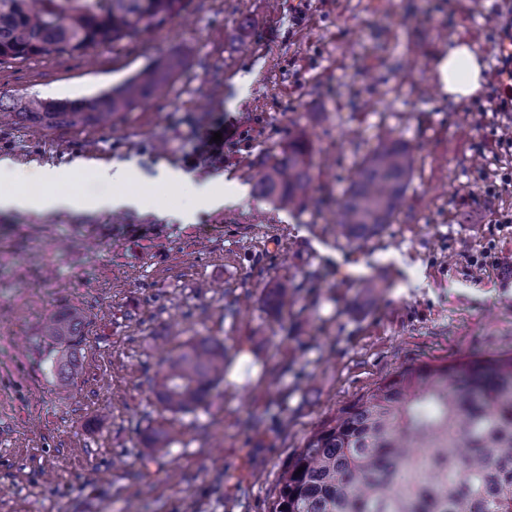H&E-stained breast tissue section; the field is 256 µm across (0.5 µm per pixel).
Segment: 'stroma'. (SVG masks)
Returning <instances> with one entry per match:
<instances>
[{
    "label": "stroma",
    "instance_id": "35a3bbf8",
    "mask_svg": "<svg viewBox=\"0 0 512 512\" xmlns=\"http://www.w3.org/2000/svg\"><path fill=\"white\" fill-rule=\"evenodd\" d=\"M502 0H190L161 27L81 55L0 64V92L77 98L171 54L167 94L111 125L45 130L0 123V159L55 168L95 190L118 162L193 183L248 187L238 205L175 218L187 189L152 185L153 207L0 210V512H271L282 470L336 411L399 368L512 354V111L499 79ZM482 53L480 92L443 95L438 54ZM222 125L224 154L200 155ZM414 176L393 224L365 244L336 228V200L386 132ZM311 148L305 205L255 194L261 160L299 133ZM493 247L474 281L464 259ZM369 278L380 297L365 294ZM298 282L288 310L273 285ZM87 320L80 374L49 371L62 348L49 315ZM202 334L228 349L209 411H162L151 385L168 352ZM180 441L152 454V429Z\"/></svg>",
    "mask_w": 512,
    "mask_h": 512
}]
</instances>
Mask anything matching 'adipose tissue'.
<instances>
[{"mask_svg":"<svg viewBox=\"0 0 512 512\" xmlns=\"http://www.w3.org/2000/svg\"><path fill=\"white\" fill-rule=\"evenodd\" d=\"M438 72L441 90L455 101L462 102L475 96L482 87V62L480 52L470 43L459 41L448 51L438 56ZM40 181L48 185L49 191L39 197L6 194L0 196V208L47 212L63 209L112 211L123 207H142L144 196L112 195L75 196L60 187L61 174L53 169H42L37 173Z\"/></svg>","mask_w":512,"mask_h":512,"instance_id":"1","label":"adipose tissue"}]
</instances>
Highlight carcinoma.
<instances>
[{
  "instance_id": "carcinoma-1",
  "label": "carcinoma",
  "mask_w": 512,
  "mask_h": 512,
  "mask_svg": "<svg viewBox=\"0 0 512 512\" xmlns=\"http://www.w3.org/2000/svg\"><path fill=\"white\" fill-rule=\"evenodd\" d=\"M189 0H0V64L52 53L83 54L162 26ZM183 67L172 54L120 86L79 98L0 94V122L85 127L161 95ZM409 146L386 136L357 165L336 225L366 241L392 223L413 173ZM304 134L266 157L256 192L293 207L311 188ZM298 285L273 287L284 309ZM83 316L48 319L44 336L66 345L52 359L61 381L77 378ZM227 348L192 336L167 358L153 391L173 414L208 404L224 381ZM271 512H512V355L407 365L338 409L282 473Z\"/></svg>"
}]
</instances>
